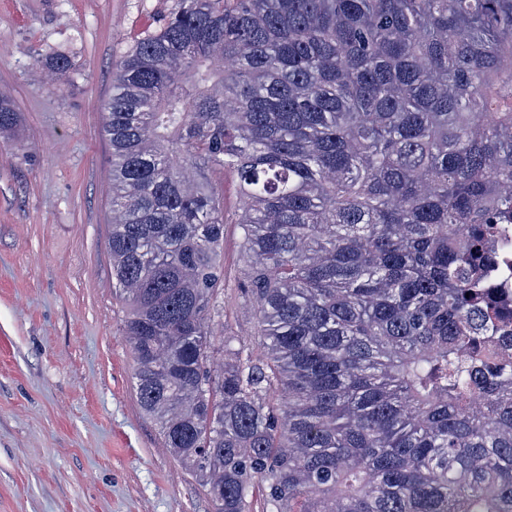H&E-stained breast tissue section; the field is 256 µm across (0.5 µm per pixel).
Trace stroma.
I'll list each match as a JSON object with an SVG mask.
<instances>
[{"instance_id": "1", "label": "stroma", "mask_w": 512, "mask_h": 512, "mask_svg": "<svg viewBox=\"0 0 512 512\" xmlns=\"http://www.w3.org/2000/svg\"><path fill=\"white\" fill-rule=\"evenodd\" d=\"M172 3L0 0V512H214L139 405L108 245L112 66ZM36 62L48 66L53 70L68 76H70V74H75L76 71L68 55L60 51L38 54Z\"/></svg>"}]
</instances>
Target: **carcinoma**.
I'll use <instances>...</instances> for the list:
<instances>
[{"label": "carcinoma", "mask_w": 512, "mask_h": 512, "mask_svg": "<svg viewBox=\"0 0 512 512\" xmlns=\"http://www.w3.org/2000/svg\"><path fill=\"white\" fill-rule=\"evenodd\" d=\"M103 134L138 401L216 512H512V0H176ZM505 225L508 226L507 242H508V246H509L510 256L507 258V260H508L509 272L506 275L501 276L499 278V280L494 281L491 284V288H494V292L506 301L507 308L510 311V309H512V269L510 268L509 265L512 262V255H511L512 225L511 224H505Z\"/></svg>", "instance_id": "1"}]
</instances>
